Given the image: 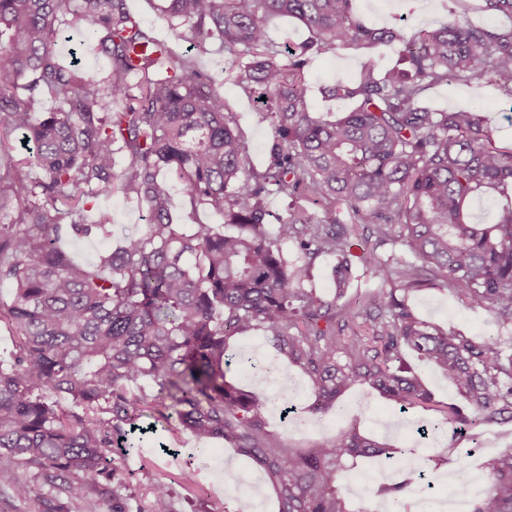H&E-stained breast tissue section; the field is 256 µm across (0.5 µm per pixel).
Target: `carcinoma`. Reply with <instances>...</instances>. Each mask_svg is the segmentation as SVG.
Wrapping results in <instances>:
<instances>
[{"instance_id": "1", "label": "carcinoma", "mask_w": 512, "mask_h": 512, "mask_svg": "<svg viewBox=\"0 0 512 512\" xmlns=\"http://www.w3.org/2000/svg\"><path fill=\"white\" fill-rule=\"evenodd\" d=\"M171 26L187 24L193 49L213 37L232 61L226 72L256 95L270 120L265 167L246 166L249 149L224 112V98L200 84L192 49L172 53L127 9L126 0H0V323L14 349L0 363V485L25 498L20 468L61 481L73 499L98 487L109 448L137 429L147 380L173 400L178 424L202 440L221 438L260 465L277 490L279 512H347L345 463L404 451L354 430L297 454L265 430L264 406L227 378L243 359L238 333L260 329L313 383L311 408L326 411L347 390L368 385L402 413L431 398L406 364L414 350L432 361L471 407L441 410L438 425L475 430L512 421V351L502 336L482 339L420 319L411 296L441 282L485 307L512 330V203L493 224H472L474 197L503 194L512 151L494 144L476 113L442 112L423 94L448 81L485 75L512 96V28L475 30L459 19L411 33L374 28L355 0H161ZM274 17L299 21L310 38L269 39ZM62 25L83 27L110 62L65 64L55 48ZM398 41L396 64L368 63L351 83L324 92L350 99L328 121L309 110L305 68L315 54ZM51 98L50 112L37 109ZM129 163L116 170V151ZM29 168L43 178L28 180ZM195 205L224 215L237 233L173 222L162 172ZM120 192L146 207L149 222L95 263L73 260L64 243L78 234L112 237V215L92 212ZM346 204L351 223H312L291 208L268 237L269 195L303 194ZM362 228L376 244L414 257L372 256L393 288L356 308L303 287L306 267L288 265L282 244L306 254L345 255ZM491 482L472 512H512V453L488 461ZM147 512H173L157 483Z\"/></svg>"}]
</instances>
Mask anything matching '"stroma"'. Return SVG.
<instances>
[{"label":"stroma","mask_w":512,"mask_h":512,"mask_svg":"<svg viewBox=\"0 0 512 512\" xmlns=\"http://www.w3.org/2000/svg\"><path fill=\"white\" fill-rule=\"evenodd\" d=\"M157 4L158 0H127L131 13L146 28L159 39L168 41L175 53H183L188 39L175 36L160 17ZM356 13L361 21L375 27L396 25L413 30L459 18L481 29L512 28L511 18L484 11L482 0H356ZM57 49L66 59L87 60L102 71L109 68L108 60L97 49L96 40L81 31L61 28ZM398 51V45L394 44L373 50L340 48L315 56L307 70L310 110L320 116L341 117L352 108V101L325 98L322 87L338 80L352 81L362 63L369 60L381 71L392 67ZM197 60L200 70L210 78L212 90L223 97L226 113L247 143L251 166L263 168L272 137L269 124L258 120L253 95L228 79L219 41H212L199 51ZM426 96L436 109L465 108L476 112L491 129L496 145L512 149V99L503 95L488 78L443 84L428 90ZM167 187L176 223L212 224L219 231H226L223 216L213 209L193 206L182 194L177 181L168 180ZM94 205L111 213L112 236L70 239L67 250L83 262L96 261L101 252L116 246L127 227L147 222L144 206L137 199L119 193L98 197ZM352 243L345 259L351 266V282L346 294L350 301L358 294L383 286L368 264L370 254L383 257L393 252L401 258L407 255L400 245L378 246L358 236L353 237ZM283 251L289 262L309 265L310 286L318 296L333 297L334 270L342 259L324 253L306 257L290 243L284 245ZM411 305L420 318L462 329L471 336L484 337L498 331L487 310L459 300L441 286L423 288L414 295ZM230 344L237 353L251 349L254 358L274 364L283 382L298 385L301 396L289 419H282L273 409L265 411L267 431L296 451L310 452L338 432L354 428L389 447L413 448L418 454L435 457L438 465L433 472V487L411 483L403 495L401 512H436L439 500L454 493L452 474L463 468L486 477L487 461L512 450V421L485 425L476 433L466 435H456L444 428L431 433L428 439H419L417 427L421 422L437 419V406L459 401L447 379L421 356L411 354L407 360L424 381L436 403L435 408H417L404 415L377 391L358 385L340 397L338 410L315 413L309 409L313 396L308 377L280 356L263 331L236 335ZM159 411L156 404L145 410L139 420L141 431L134 436V447L113 449V475L102 480L100 489L90 492L84 502L71 501L63 490L38 476L35 469L26 468L22 475L33 488L31 497L18 498L10 488L0 485V512H112V496L116 493L120 494L126 512H144L153 486L159 481L170 490L174 512H234L238 493L235 487L224 482V472L228 469L257 485V512H278L276 491L258 464L224 441L200 443L174 420L163 419ZM347 467L343 496L349 512H383L384 504L375 495V483H368L362 490L353 486L354 480L378 471L380 461L357 457L349 460Z\"/></svg>","instance_id":"35a3bbf8"}]
</instances>
